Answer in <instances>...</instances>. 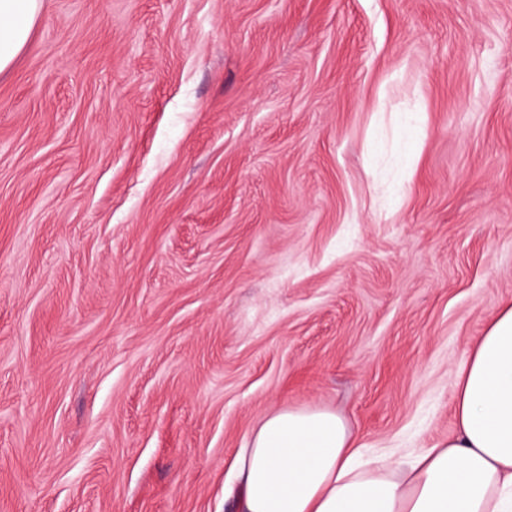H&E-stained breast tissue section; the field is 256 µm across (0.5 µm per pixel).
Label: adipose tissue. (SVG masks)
I'll use <instances>...</instances> for the list:
<instances>
[{
    "instance_id": "ef3b65f1",
    "label": "adipose tissue",
    "mask_w": 512,
    "mask_h": 512,
    "mask_svg": "<svg viewBox=\"0 0 512 512\" xmlns=\"http://www.w3.org/2000/svg\"><path fill=\"white\" fill-rule=\"evenodd\" d=\"M43 0H0V72L27 44ZM457 431L410 457L363 456L330 409L265 415L236 458L238 512H512V306L459 378Z\"/></svg>"
}]
</instances>
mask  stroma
<instances>
[{
    "label": "stroma",
    "mask_w": 512,
    "mask_h": 512,
    "mask_svg": "<svg viewBox=\"0 0 512 512\" xmlns=\"http://www.w3.org/2000/svg\"><path fill=\"white\" fill-rule=\"evenodd\" d=\"M512 303V0H43L0 73V512H234L267 413L456 429Z\"/></svg>",
    "instance_id": "35a3bbf8"
}]
</instances>
